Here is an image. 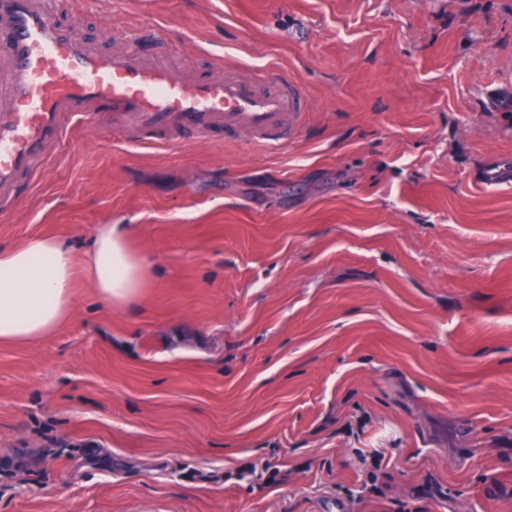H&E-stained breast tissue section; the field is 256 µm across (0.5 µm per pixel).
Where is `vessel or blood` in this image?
Returning a JSON list of instances; mask_svg holds the SVG:
<instances>
[{
	"mask_svg": "<svg viewBox=\"0 0 512 512\" xmlns=\"http://www.w3.org/2000/svg\"><path fill=\"white\" fill-rule=\"evenodd\" d=\"M81 0H0V212L31 193L74 122H110L136 144L196 140L215 131L247 134L266 151L281 149L300 124L305 99L277 66L262 69L261 84L213 55L206 71L184 73L164 58L167 42L150 22L127 32L135 51L112 60L95 44L70 36L61 12ZM151 43L153 55L139 46Z\"/></svg>",
	"mask_w": 512,
	"mask_h": 512,
	"instance_id": "obj_1",
	"label": "vessel or blood"
}]
</instances>
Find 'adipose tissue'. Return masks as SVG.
<instances>
[{
	"mask_svg": "<svg viewBox=\"0 0 512 512\" xmlns=\"http://www.w3.org/2000/svg\"><path fill=\"white\" fill-rule=\"evenodd\" d=\"M146 257L126 224H101L93 233L83 273L98 298L115 308L135 303L144 286ZM74 254L58 237H34L0 249V343L34 344L52 336L73 309Z\"/></svg>",
	"mask_w": 512,
	"mask_h": 512,
	"instance_id": "1",
	"label": "adipose tissue"
}]
</instances>
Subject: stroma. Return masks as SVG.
Wrapping results in <instances>:
<instances>
[{
  "label": "stroma",
  "instance_id": "35a3bbf8",
  "mask_svg": "<svg viewBox=\"0 0 512 512\" xmlns=\"http://www.w3.org/2000/svg\"><path fill=\"white\" fill-rule=\"evenodd\" d=\"M173 64H275L285 149L72 125L0 247L128 224L139 299L83 273L0 344V512H512V0H85Z\"/></svg>",
  "mask_w": 512,
  "mask_h": 512
}]
</instances>
